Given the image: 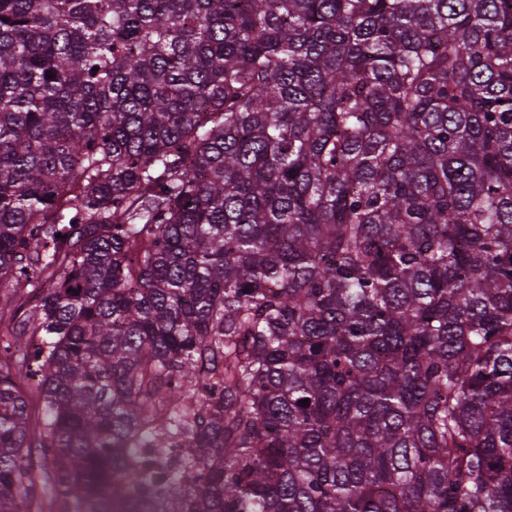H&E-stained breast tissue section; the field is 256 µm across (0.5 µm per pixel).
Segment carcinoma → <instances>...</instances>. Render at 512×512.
<instances>
[{
	"label": "carcinoma",
	"mask_w": 512,
	"mask_h": 512,
	"mask_svg": "<svg viewBox=\"0 0 512 512\" xmlns=\"http://www.w3.org/2000/svg\"><path fill=\"white\" fill-rule=\"evenodd\" d=\"M47 500L512 512V0H0V512Z\"/></svg>",
	"instance_id": "cac0c4a2"
}]
</instances>
